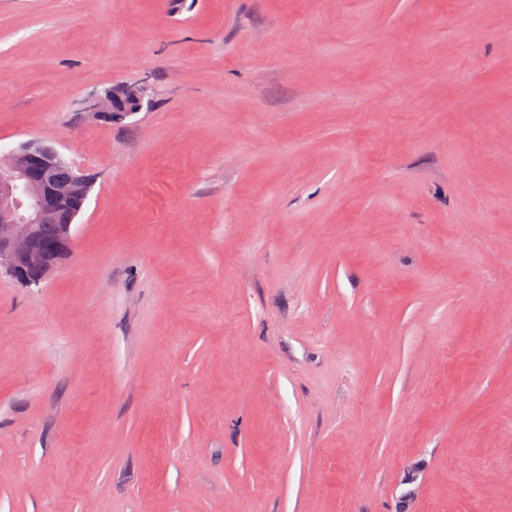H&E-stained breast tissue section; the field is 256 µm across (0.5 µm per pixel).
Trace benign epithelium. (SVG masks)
Masks as SVG:
<instances>
[{"label": "benign epithelium", "instance_id": "obj_1", "mask_svg": "<svg viewBox=\"0 0 512 512\" xmlns=\"http://www.w3.org/2000/svg\"><path fill=\"white\" fill-rule=\"evenodd\" d=\"M146 91L116 84L92 104L99 115L121 120L141 110ZM62 162L55 149L29 141L0 155V273L26 285H40L71 254L72 225H60L55 243L39 247L38 224L49 205L62 204L68 193L53 179Z\"/></svg>", "mask_w": 512, "mask_h": 512}]
</instances>
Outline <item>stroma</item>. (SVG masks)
Segmentation results:
<instances>
[{"label": "stroma", "instance_id": "stroma-1", "mask_svg": "<svg viewBox=\"0 0 512 512\" xmlns=\"http://www.w3.org/2000/svg\"><path fill=\"white\" fill-rule=\"evenodd\" d=\"M32 139L93 187L0 277V512H512V0H0ZM145 95L144 87L138 85H112L96 99L92 109L111 121L121 120L141 110Z\"/></svg>", "mask_w": 512, "mask_h": 512}]
</instances>
